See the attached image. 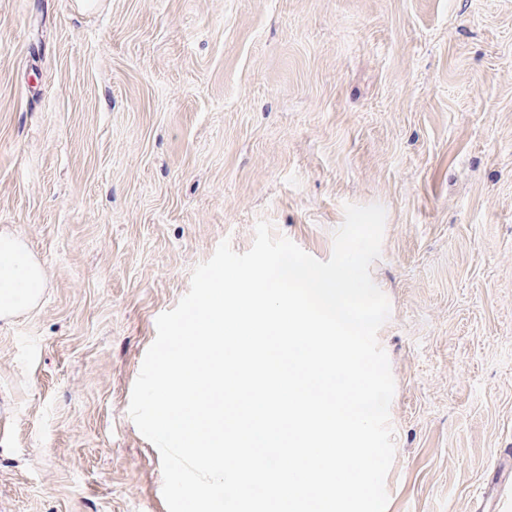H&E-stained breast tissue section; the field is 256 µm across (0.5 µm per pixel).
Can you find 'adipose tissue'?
<instances>
[{"label": "adipose tissue", "instance_id": "ef3b65f1", "mask_svg": "<svg viewBox=\"0 0 512 512\" xmlns=\"http://www.w3.org/2000/svg\"><path fill=\"white\" fill-rule=\"evenodd\" d=\"M45 286L44 271L15 237L0 234V318L34 306Z\"/></svg>", "mask_w": 512, "mask_h": 512}]
</instances>
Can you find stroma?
Instances as JSON below:
<instances>
[{"label": "stroma", "mask_w": 512, "mask_h": 512, "mask_svg": "<svg viewBox=\"0 0 512 512\" xmlns=\"http://www.w3.org/2000/svg\"><path fill=\"white\" fill-rule=\"evenodd\" d=\"M381 205L386 512H512V0H0V512H168L128 414L156 318L269 221ZM45 288L44 271L15 237L0 234V318L34 306Z\"/></svg>", "instance_id": "1"}]
</instances>
